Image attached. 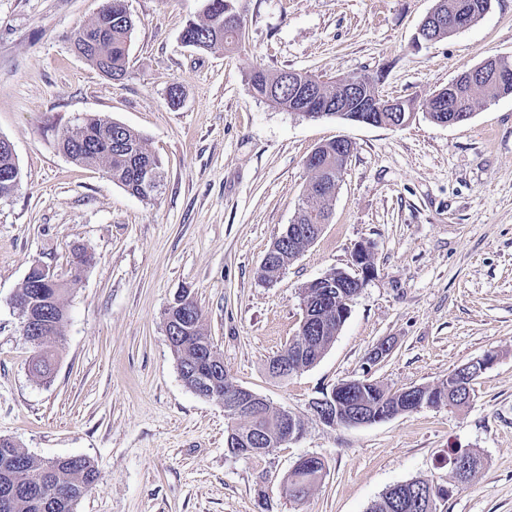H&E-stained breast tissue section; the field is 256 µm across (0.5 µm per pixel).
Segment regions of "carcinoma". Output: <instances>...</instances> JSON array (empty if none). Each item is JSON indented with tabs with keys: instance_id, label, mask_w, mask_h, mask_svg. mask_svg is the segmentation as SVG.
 <instances>
[{
	"instance_id": "carcinoma-1",
	"label": "carcinoma",
	"mask_w": 512,
	"mask_h": 512,
	"mask_svg": "<svg viewBox=\"0 0 512 512\" xmlns=\"http://www.w3.org/2000/svg\"><path fill=\"white\" fill-rule=\"evenodd\" d=\"M120 0H112V14L100 13L73 36V46L88 62L113 81H120L127 72L129 46L134 31L132 16L115 8ZM237 0H204L202 18L191 20L184 31L194 48L204 51L243 52V18L236 6ZM286 72L270 75L255 69L249 83L255 94L269 100L274 106L286 109L291 97L285 80ZM512 95V85L500 86L493 79L474 83L464 82L457 87L455 103L464 111L473 110L480 98L495 99ZM61 151L73 161L85 166L105 165L112 181L123 186L131 195L151 200L158 195L164 180L160 158L147 148L145 140L122 123L101 117L81 119L75 128L64 130L58 139ZM321 170L312 173L304 198L298 207V224H325L331 215L336 185L340 183L347 161L336 155V144L331 141L320 149ZM154 172L153 189L146 191L140 171ZM21 174L14 155L0 145V194L11 196L19 187ZM67 283L57 280L45 283L40 270L25 280L19 294L32 299L33 310L44 320L45 331L61 335L66 310L61 295ZM166 316L178 321L180 331L171 337L172 350L178 368L186 371L203 353L215 354L209 339L203 333V314L197 301L184 293ZM338 328L323 334L311 358L297 364L304 369L313 366L330 347ZM39 354L31 363V371L40 378L51 374L53 355L49 341L35 343ZM254 428L272 430V417L255 416L247 424L232 425L229 436L246 438ZM98 475L91 462L83 457H68L48 462H36L13 441L0 438V512H75L77 502L93 489ZM430 483L413 479L385 491L369 507V512H425L416 498L435 491Z\"/></svg>"
}]
</instances>
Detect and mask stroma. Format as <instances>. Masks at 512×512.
Masks as SVG:
<instances>
[{"mask_svg": "<svg viewBox=\"0 0 512 512\" xmlns=\"http://www.w3.org/2000/svg\"><path fill=\"white\" fill-rule=\"evenodd\" d=\"M104 0H0V137L21 170L0 199V437L45 462L82 456L99 475L75 512H367L393 485L449 489L439 512H512V95L475 104L461 126L423 112L393 129L273 106L253 69L335 77L380 74L389 97H431L463 70L512 57V0L476 24L416 44L436 0H239L241 53L185 46L203 0H128L135 20L125 77L75 53L71 36ZM181 89L170 105L172 86ZM94 115L140 133L161 159L151 200L58 148L62 130ZM353 146L328 224L273 283L262 260L295 216L308 155ZM374 271L321 359L280 380L270 357L295 338L302 289L335 269ZM94 255L71 282L75 247ZM41 264L70 284L49 378L29 364L11 297ZM241 387L305 421L268 452L230 453L224 406L183 382L164 313L181 290ZM394 347L380 362L371 350ZM493 354L468 405L425 407L362 426L315 419L312 400L365 378L397 391L445 382ZM454 448L482 469L458 484ZM317 456L322 479L299 503L283 479Z\"/></svg>", "mask_w": 512, "mask_h": 512, "instance_id": "35a3bbf8", "label": "stroma"}]
</instances>
